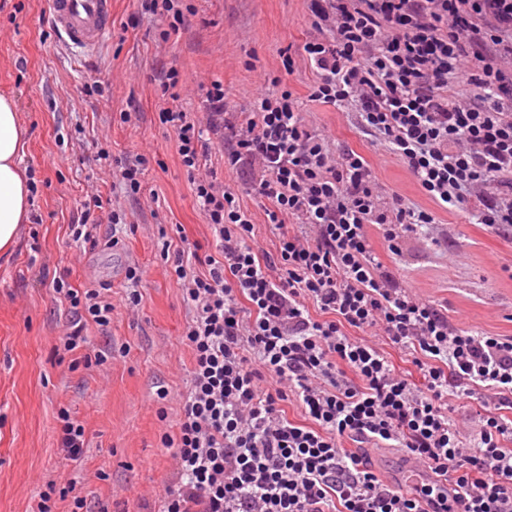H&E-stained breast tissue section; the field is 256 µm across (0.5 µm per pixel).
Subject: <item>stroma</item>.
<instances>
[{
	"instance_id": "1",
	"label": "stroma",
	"mask_w": 512,
	"mask_h": 512,
	"mask_svg": "<svg viewBox=\"0 0 512 512\" xmlns=\"http://www.w3.org/2000/svg\"><path fill=\"white\" fill-rule=\"evenodd\" d=\"M182 5L185 23L164 41L163 22L143 13L141 0H112V31L101 52L82 62L47 24L44 0H0V95L16 100L28 130L21 166L34 186L33 220L18 247L0 256V512H38L49 483L70 481L85 500L83 512H141L142 499L157 500L176 483L161 436L176 424L189 379L191 350L182 334L191 309L160 256V236L184 228L207 254L215 241L175 135L158 121L167 105L160 73L178 70V104L199 117L211 81L223 83L228 111L249 112L261 90L280 79L310 121L370 160L386 192L418 197L402 162L359 128L355 114L309 100L307 64L284 69V50L300 46L309 32L307 0ZM100 150L118 160L148 157L138 194L126 193L118 172L95 162ZM222 155L214 145L207 169L238 193L254 216L257 243L271 248L261 200ZM91 186L104 212L125 213L126 224H102L100 244L84 249L70 226ZM436 216V225L406 240L401 256L377 243L380 261L420 297L447 306L460 328L512 336V233H494L464 213ZM131 265L142 271L138 315L116 306L109 327L88 324L87 344L64 351L61 337L73 312L56 299L43 269L69 270L76 288L111 285L117 298ZM99 351L108 355L104 364L85 367V356ZM62 408L85 428L76 462L58 444Z\"/></svg>"
}]
</instances>
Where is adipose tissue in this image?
<instances>
[{
    "label": "adipose tissue",
    "instance_id": "adipose-tissue-1",
    "mask_svg": "<svg viewBox=\"0 0 512 512\" xmlns=\"http://www.w3.org/2000/svg\"><path fill=\"white\" fill-rule=\"evenodd\" d=\"M27 130L15 101L0 96V252L17 245L28 217L30 187L21 168V147Z\"/></svg>",
    "mask_w": 512,
    "mask_h": 512
}]
</instances>
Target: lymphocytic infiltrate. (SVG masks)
I'll return each instance as SVG.
<instances>
[{
	"label": "lymphocytic infiltrate",
	"mask_w": 512,
	"mask_h": 512,
	"mask_svg": "<svg viewBox=\"0 0 512 512\" xmlns=\"http://www.w3.org/2000/svg\"><path fill=\"white\" fill-rule=\"evenodd\" d=\"M308 11L298 58L314 74L311 99L355 112L430 205L385 196L366 159L310 125L293 91L229 118L216 81L201 121L177 104L178 71L166 73L172 104L158 118L176 135L217 253L200 256L184 234L162 248L193 310L192 361L177 430L161 438L177 482L156 512H425L435 502L436 486L386 483L369 448L400 449L454 483L461 512H512V336L454 325L378 261L370 233L379 227L398 256L439 209L512 231V0H308ZM207 129L225 132V166L249 173L273 251L256 246L238 194L202 173ZM52 288L76 314L66 350L85 343L88 324L110 325V287L80 291L62 272ZM291 401L304 421L287 418ZM462 410L480 422L467 440Z\"/></svg>",
	"instance_id": "obj_1"
}]
</instances>
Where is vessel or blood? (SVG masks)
Listing matches in <instances>:
<instances>
[{
	"instance_id": "1",
	"label": "vessel or blood",
	"mask_w": 512,
	"mask_h": 512,
	"mask_svg": "<svg viewBox=\"0 0 512 512\" xmlns=\"http://www.w3.org/2000/svg\"><path fill=\"white\" fill-rule=\"evenodd\" d=\"M50 23L71 50L94 53L112 30V0H47ZM434 475L413 458L401 463L398 483L414 491L434 483Z\"/></svg>"
}]
</instances>
